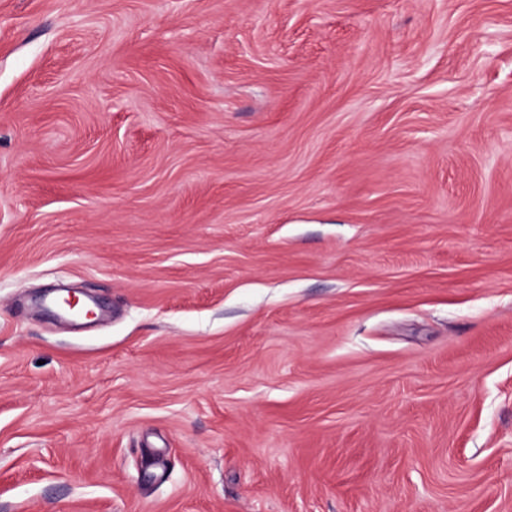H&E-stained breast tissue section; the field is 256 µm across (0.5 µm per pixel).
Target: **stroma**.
<instances>
[{
  "label": "stroma",
  "mask_w": 512,
  "mask_h": 512,
  "mask_svg": "<svg viewBox=\"0 0 512 512\" xmlns=\"http://www.w3.org/2000/svg\"><path fill=\"white\" fill-rule=\"evenodd\" d=\"M0 512H512V0H0Z\"/></svg>",
  "instance_id": "35a3bbf8"
}]
</instances>
